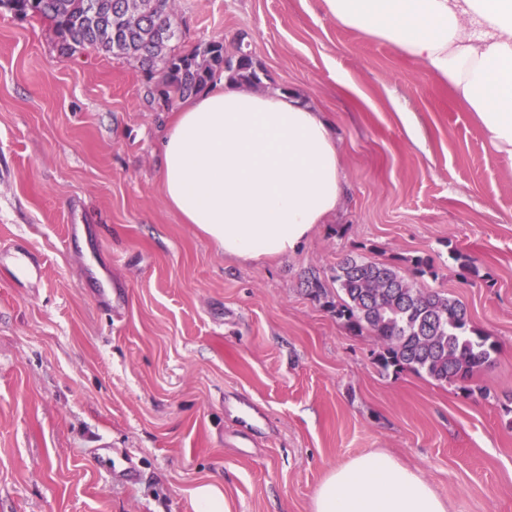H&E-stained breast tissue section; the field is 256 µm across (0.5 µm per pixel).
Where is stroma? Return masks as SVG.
<instances>
[{
  "label": "stroma",
  "instance_id": "35a3bbf8",
  "mask_svg": "<svg viewBox=\"0 0 512 512\" xmlns=\"http://www.w3.org/2000/svg\"><path fill=\"white\" fill-rule=\"evenodd\" d=\"M178 47L244 44L262 91L332 122L345 193L293 253L225 258L165 200L169 111L131 58L65 54L50 23L0 8V512H311L326 472L382 449L448 512H512V163L414 59L322 0H177ZM78 237L64 244L68 225ZM476 259L470 277L455 252ZM462 301L497 345L480 391L381 373L377 344L305 292L345 255ZM433 261L416 277L412 260ZM122 303L105 309L101 290ZM259 424L240 434V410ZM190 494L196 512H234L233 504L224 495L220 484L201 483Z\"/></svg>",
  "mask_w": 512,
  "mask_h": 512
}]
</instances>
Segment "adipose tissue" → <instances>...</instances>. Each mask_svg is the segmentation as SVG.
Returning <instances> with one entry per match:
<instances>
[{
	"mask_svg": "<svg viewBox=\"0 0 512 512\" xmlns=\"http://www.w3.org/2000/svg\"><path fill=\"white\" fill-rule=\"evenodd\" d=\"M341 24L418 61L447 85L496 153L512 160V0H322ZM168 203L225 256L294 252L344 191L336 135L291 91L228 82L172 116L161 141ZM311 512H448L420 473L381 450L331 468Z\"/></svg>",
	"mask_w": 512,
	"mask_h": 512,
	"instance_id": "adipose-tissue-1",
	"label": "adipose tissue"
}]
</instances>
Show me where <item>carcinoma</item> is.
<instances>
[{"mask_svg": "<svg viewBox=\"0 0 512 512\" xmlns=\"http://www.w3.org/2000/svg\"><path fill=\"white\" fill-rule=\"evenodd\" d=\"M0 0V6L23 17L51 23L63 48L91 49L130 57L151 76L167 106L209 88L219 77L258 87L262 79L242 45L228 52L221 41L176 50L172 34L174 0ZM334 280L344 298L326 300L321 281L306 278L305 291L325 300L336 319L351 332H363L380 343L374 362L384 373L424 372L437 382H451L469 394L478 373L494 362L496 345L470 325L458 299L406 281L389 263L347 255L336 266Z\"/></svg>", "mask_w": 512, "mask_h": 512, "instance_id": "obj_1", "label": "carcinoma"}]
</instances>
